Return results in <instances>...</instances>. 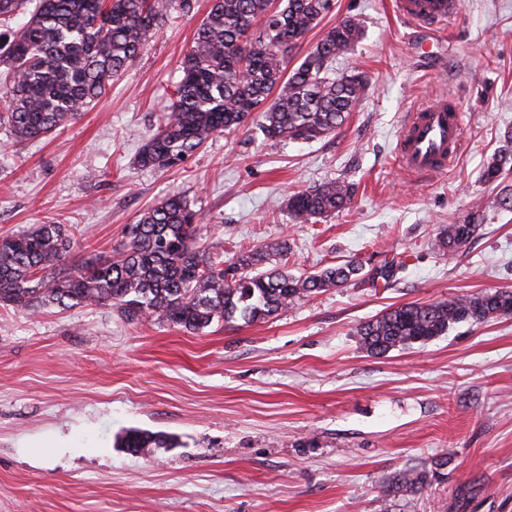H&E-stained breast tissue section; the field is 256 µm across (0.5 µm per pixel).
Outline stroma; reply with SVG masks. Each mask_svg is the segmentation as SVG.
I'll list each match as a JSON object with an SVG mask.
<instances>
[{"label":"stroma","mask_w":512,"mask_h":512,"mask_svg":"<svg viewBox=\"0 0 512 512\" xmlns=\"http://www.w3.org/2000/svg\"><path fill=\"white\" fill-rule=\"evenodd\" d=\"M195 2L77 121L23 146L0 127V237L66 225L75 265L110 255L126 225L179 191L224 260L284 241L297 274L350 260L402 270L388 285L332 288L272 320L200 333L108 306L0 307V512H512V316L378 356L353 334L394 305L512 290V211L482 177L512 131V0H460L436 37L402 20L395 0H333L288 64L343 17L360 19L361 40L335 66L368 85L341 128L273 143L252 124L176 168L142 169L139 148L210 8ZM443 94L465 115L464 153L444 174L399 176L404 113ZM334 179L354 183L350 208L292 223L289 196ZM476 200L478 234L435 253ZM129 429L175 444L132 455L116 443ZM442 454L444 481L390 495L395 473Z\"/></svg>","instance_id":"obj_1"}]
</instances>
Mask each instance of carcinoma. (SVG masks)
Segmentation results:
<instances>
[{
  "mask_svg": "<svg viewBox=\"0 0 512 512\" xmlns=\"http://www.w3.org/2000/svg\"><path fill=\"white\" fill-rule=\"evenodd\" d=\"M0 0V19L29 18L0 46L5 98L0 125L19 143L47 137L104 97L145 42L173 13L194 9V0ZM331 0H211L210 9L180 61L182 78L169 111L145 140L137 164L168 170L179 166L217 133H235L259 120L265 139L314 140L342 127L365 93L357 74L338 75L336 57L362 36L360 21L346 16L329 28L302 61L288 69V52L330 11ZM506 148L487 163L485 180L497 182L512 164ZM355 185L329 181L288 197L293 221L305 224L348 208ZM478 202L461 224L436 238L438 251L456 252L482 224ZM203 218L189 199L173 191L127 226L125 240L107 259L90 257L64 271L74 241L62 224H34L0 238V305L34 314L46 308L110 306L131 322L158 321L195 333L214 323L269 321L293 303L350 282H394L402 266H378L362 274L350 261L297 276L276 257L277 242L244 250L229 263L214 257L200 236ZM512 311V291H479L445 301L407 303L359 323L354 336L363 350L382 355L425 344L461 323L483 324ZM171 437L130 429L118 439L127 453L168 448ZM448 457L432 469L397 472L391 490L421 495L441 479Z\"/></svg>",
  "mask_w": 512,
  "mask_h": 512,
  "instance_id": "carcinoma-1",
  "label": "carcinoma"
}]
</instances>
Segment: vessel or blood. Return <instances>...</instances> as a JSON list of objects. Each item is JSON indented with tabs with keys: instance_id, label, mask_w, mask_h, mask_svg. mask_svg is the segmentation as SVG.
<instances>
[{
	"instance_id": "vessel-or-blood-1",
	"label": "vessel or blood",
	"mask_w": 512,
	"mask_h": 512,
	"mask_svg": "<svg viewBox=\"0 0 512 512\" xmlns=\"http://www.w3.org/2000/svg\"><path fill=\"white\" fill-rule=\"evenodd\" d=\"M401 16L429 31L444 28L460 9L459 0H397ZM463 113L451 99L440 97L407 113L398 135L395 157L411 177L444 171L464 147Z\"/></svg>"
}]
</instances>
